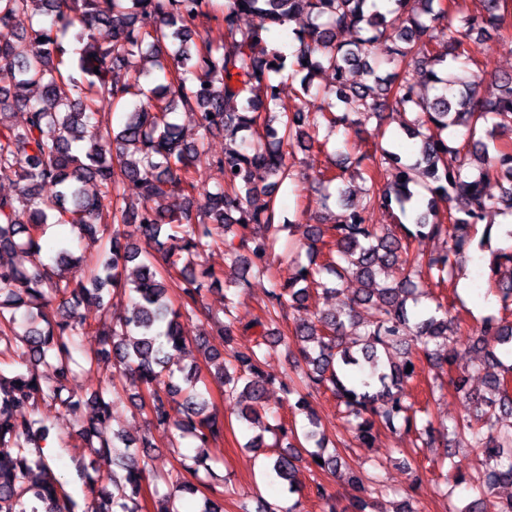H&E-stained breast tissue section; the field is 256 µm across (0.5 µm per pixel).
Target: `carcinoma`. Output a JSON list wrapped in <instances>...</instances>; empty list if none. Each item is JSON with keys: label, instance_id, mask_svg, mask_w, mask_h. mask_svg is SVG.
Returning <instances> with one entry per match:
<instances>
[{"label": "carcinoma", "instance_id": "carcinoma-1", "mask_svg": "<svg viewBox=\"0 0 512 512\" xmlns=\"http://www.w3.org/2000/svg\"><path fill=\"white\" fill-rule=\"evenodd\" d=\"M214 2L0 0V179L17 186L15 194L0 196V354L20 366L9 377L0 371V512H75L76 501L38 446L49 427L37 412L42 403L77 411L89 402L92 412L79 435L96 459L92 467L75 463L91 493L86 512H140L146 456L111 429L112 386L88 399L72 386L76 338L92 329L117 374L142 384L137 408L198 442L197 454L180 460L183 472L164 480L166 491H155L156 512H179L176 502L187 491L218 492L224 479L207 463V448L223 440L224 423L198 367L179 369L185 388L173 384L172 352L185 342L180 318L207 316L203 298L219 278L202 258L216 238L231 235L226 258L244 273L263 276L283 227L298 228L308 241L307 262L294 260L288 280L273 284L261 319L242 323L235 299L224 297V345L242 329L253 340L232 349L213 373L225 397L248 401L236 413L246 429L273 430L286 441L265 467L297 498L264 512H304L295 481L296 448L303 443H314L309 456L323 473L340 470V457L323 453L324 435L308 400L320 388L336 396L343 419L366 448L379 432L403 431L426 448L438 442L446 447L451 436L479 450L484 470L474 483L485 495L461 510L450 505L448 512H512V498L503 504L492 499L496 486L512 484V452H503L512 449V423L501 425L512 419V365L484 351L490 338L512 344V321L486 316L480 333L469 337L472 350L485 352L482 369H494L488 383L496 398L479 400L466 378L449 376L448 388L475 408L450 426L437 427L428 409L404 404L403 386L417 371L412 353L391 360V351L412 341L426 357L454 365L457 329L450 309L440 301L433 309L423 306L422 283L453 281L472 231L480 224L492 229L500 210H512V71L485 78L470 48L475 32L508 34L512 0H394L384 12L375 0H224L212 10ZM21 14L48 16L50 22L20 34L15 21ZM301 16L306 24L295 31L298 45L288 65L287 55L268 49L266 34ZM203 19L223 27L220 41L199 31ZM99 26L109 28L111 41L99 42ZM341 31L355 40H339ZM378 41L391 68L383 74L365 54ZM122 70L133 77H120ZM357 70L365 81L352 79ZM286 71L300 76L305 112L289 111L281 98L278 77ZM323 75L328 81L314 87ZM420 84L432 85L434 96H421ZM103 102L129 108L120 131L103 123ZM389 106L408 114L402 130L419 141L412 161L379 142L347 155L335 170L319 172L321 204L335 199L341 221L278 224L273 193L259 183L294 179L285 148L311 149L322 125L358 131ZM16 109L26 112L21 127L4 120ZM180 109L197 117L200 134L192 141L173 118ZM214 134L224 135V154L213 160L224 184L203 192L194 165ZM348 178L367 184L362 200L354 199ZM493 179L497 197L486 191ZM127 180L139 185L137 204L125 200ZM90 181L112 196L110 213L103 214L98 198L86 191ZM45 185L57 187L50 200L36 194ZM175 193L199 203L174 209L168 201ZM440 201L448 203L442 217ZM396 209L411 217L412 226L400 223L396 232L369 223L374 211ZM48 224H69L91 243L109 239L86 278L73 282L63 275L68 263H85L63 241L54 264L43 262ZM416 238L437 239L444 247L425 258L410 249ZM17 252L26 254L29 266L5 260ZM137 259L141 272L130 281L123 274ZM488 269L489 290L511 312L512 249L492 253ZM328 276L342 283L354 278L362 288L338 311L312 315V292H340L327 287ZM172 287L179 292L177 309L169 299ZM124 289L127 314L92 327L81 310L100 308L105 297ZM56 302L65 315L47 313ZM361 306L369 307L367 321L358 318ZM288 309L300 373L283 389L298 395L294 406L309 425L301 433L262 420L263 394L272 383L264 371L272 327ZM41 366L52 376L39 374ZM110 458L123 461L124 474L112 477L109 490L98 486L96 463ZM347 483L355 492L351 512H366L367 498L382 492V485L357 474H349Z\"/></svg>", "mask_w": 512, "mask_h": 512}]
</instances>
